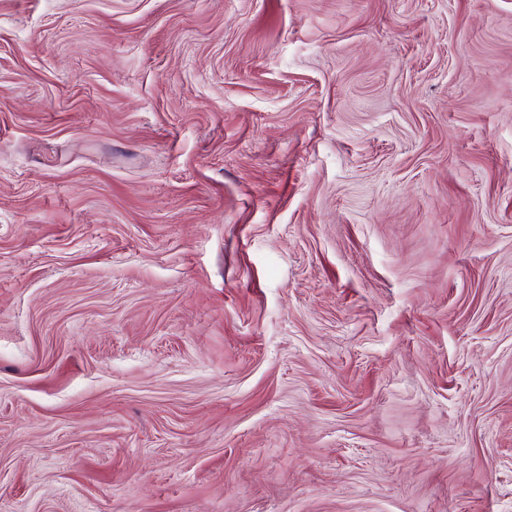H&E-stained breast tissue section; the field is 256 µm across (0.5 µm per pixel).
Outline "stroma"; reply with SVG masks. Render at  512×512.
<instances>
[{
  "label": "stroma",
  "mask_w": 512,
  "mask_h": 512,
  "mask_svg": "<svg viewBox=\"0 0 512 512\" xmlns=\"http://www.w3.org/2000/svg\"><path fill=\"white\" fill-rule=\"evenodd\" d=\"M0 512H512V0H0Z\"/></svg>",
  "instance_id": "35a3bbf8"
}]
</instances>
